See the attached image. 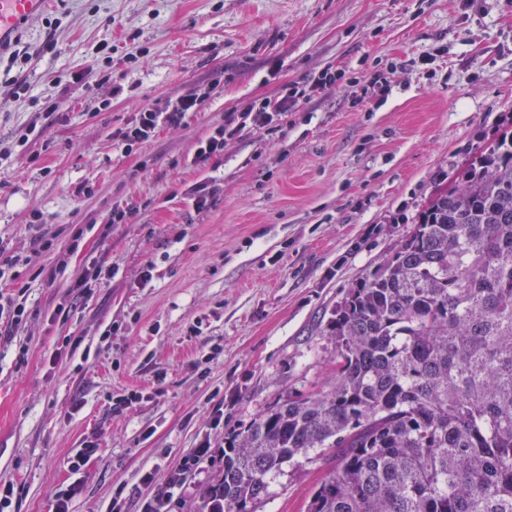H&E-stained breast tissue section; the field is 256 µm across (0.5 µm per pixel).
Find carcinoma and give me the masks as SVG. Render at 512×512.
I'll use <instances>...</instances> for the list:
<instances>
[{"mask_svg": "<svg viewBox=\"0 0 512 512\" xmlns=\"http://www.w3.org/2000/svg\"><path fill=\"white\" fill-rule=\"evenodd\" d=\"M336 380L229 438L204 496L256 512L282 465L336 473L307 512H512V131L467 162L330 321Z\"/></svg>", "mask_w": 512, "mask_h": 512, "instance_id": "carcinoma-1", "label": "carcinoma"}]
</instances>
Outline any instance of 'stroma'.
<instances>
[{
    "label": "stroma",
    "mask_w": 512,
    "mask_h": 512,
    "mask_svg": "<svg viewBox=\"0 0 512 512\" xmlns=\"http://www.w3.org/2000/svg\"><path fill=\"white\" fill-rule=\"evenodd\" d=\"M20 40L26 92L9 94L0 59V238L28 261L0 286H27L29 316L16 343L0 341V483L14 485L12 512H51L78 476L71 512H107L118 492L140 512L207 440L213 458L171 506L206 512L227 434L331 388L329 322L347 288L512 128V0H60ZM106 41L113 51L99 52ZM327 68L344 79L279 130L196 162L227 116ZM375 71L385 93L364 89ZM192 93L208 106L185 126L117 146L142 104ZM200 184L214 191L202 211ZM127 204L140 207L133 223H112ZM39 234L52 245L31 252ZM336 467L315 453L284 464L258 512H304Z\"/></svg>",
    "instance_id": "stroma-1"
}]
</instances>
